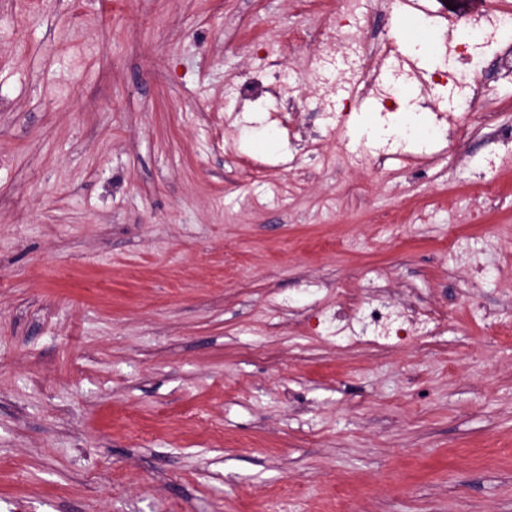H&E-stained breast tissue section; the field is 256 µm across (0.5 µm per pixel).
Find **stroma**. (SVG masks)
<instances>
[{
    "mask_svg": "<svg viewBox=\"0 0 512 512\" xmlns=\"http://www.w3.org/2000/svg\"><path fill=\"white\" fill-rule=\"evenodd\" d=\"M459 2L361 12L436 47ZM335 14L0 0V512H512V80L384 173L311 96L288 143L266 62L303 82ZM444 71L412 72L428 114ZM346 299L441 324L339 339Z\"/></svg>",
    "mask_w": 512,
    "mask_h": 512,
    "instance_id": "obj_1",
    "label": "stroma"
}]
</instances>
